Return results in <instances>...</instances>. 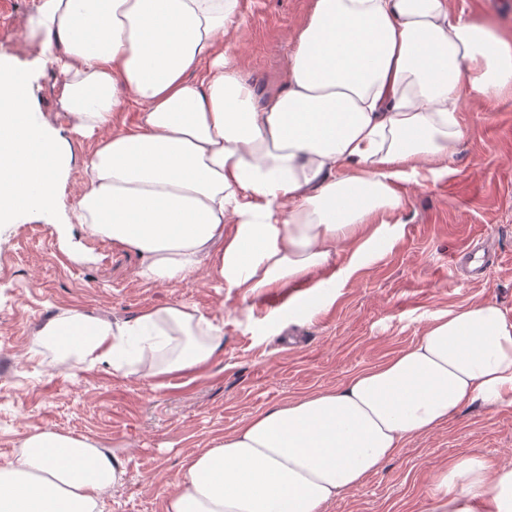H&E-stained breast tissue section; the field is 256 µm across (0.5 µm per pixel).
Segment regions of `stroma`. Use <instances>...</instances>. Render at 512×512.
I'll list each match as a JSON object with an SVG mask.
<instances>
[{
  "label": "stroma",
  "instance_id": "stroma-1",
  "mask_svg": "<svg viewBox=\"0 0 512 512\" xmlns=\"http://www.w3.org/2000/svg\"><path fill=\"white\" fill-rule=\"evenodd\" d=\"M454 11L491 20L512 40V0H449ZM38 0L0 7V53L33 90L32 107L65 159L55 204L0 224V467L35 430L83 437L111 448L121 480L102 512H162L191 458L253 414L376 367L412 344L440 312L486 300L512 315V97L464 94L467 138L447 178L403 186L404 207L390 240L350 278L353 248L336 247L319 277L265 298L226 297L201 267L185 280L142 281L139 257L72 223L75 193L95 137L74 133L55 105L52 67L24 32ZM312 0H239L224 48L263 96L281 91L292 44ZM335 277L336 299L311 318L291 304ZM224 321V350L194 376L156 386L111 363L86 366L35 340L48 320L84 312L121 323L169 302ZM512 464V405L465 408L432 433L408 440L381 470L326 512H428L434 474L460 453Z\"/></svg>",
  "mask_w": 512,
  "mask_h": 512
}]
</instances>
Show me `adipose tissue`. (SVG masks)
<instances>
[{
	"instance_id": "1",
	"label": "adipose tissue",
	"mask_w": 512,
	"mask_h": 512,
	"mask_svg": "<svg viewBox=\"0 0 512 512\" xmlns=\"http://www.w3.org/2000/svg\"><path fill=\"white\" fill-rule=\"evenodd\" d=\"M238 0H40L29 35L57 69L59 109L99 132L73 217L169 283L209 263L247 299L388 235L401 187L447 177L467 131L463 91L512 94V42L448 0H313L283 91L263 101L224 51ZM31 87L0 65V223L50 208L61 155ZM135 110L133 124L119 113ZM36 340L155 380L196 372L224 347L221 322L182 302L120 324L86 313ZM512 404V316L479 302L433 316L410 346L341 386L257 412L189 462L164 512H325L409 439L463 408ZM121 478L110 449L37 431L0 467V512H100ZM429 512H512V465L455 456Z\"/></svg>"
}]
</instances>
